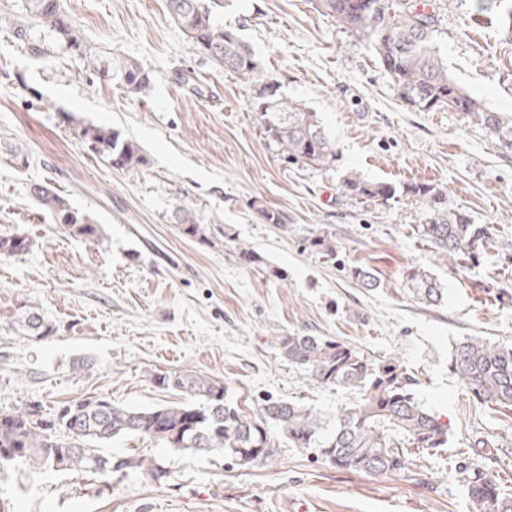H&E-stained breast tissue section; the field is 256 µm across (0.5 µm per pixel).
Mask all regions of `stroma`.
I'll list each match as a JSON object with an SVG mask.
<instances>
[{
    "mask_svg": "<svg viewBox=\"0 0 512 512\" xmlns=\"http://www.w3.org/2000/svg\"><path fill=\"white\" fill-rule=\"evenodd\" d=\"M61 2L90 42L136 60L152 83L134 98L83 59L38 53L46 31L18 37L22 0H0V234L33 241L0 261V410L38 403L51 414L98 395L135 408L178 403L180 393L150 381L177 372L223 381L248 412L290 399L335 421L357 395L281 357L277 338L295 332L402 361L448 444L387 477L336 469L285 442L274 464L242 468L149 438L120 440L110 453L140 454L166 467V478L18 463L0 467V512H473L460 474L468 464L492 471L512 496V415L473 400L448 369L464 338L512 343V142L464 113L408 107L371 50L313 0H202L251 45L284 96L318 114L336 146L330 168L287 163L256 120L254 87L197 53L165 0ZM428 2L449 75L512 119V35L500 10L487 0ZM72 116L135 140L146 165L132 173L94 158ZM351 174L445 189L449 209L487 227L493 243L468 268L453 267L417 234L424 205L353 199L341 189ZM36 183L100 224V240L55 224L30 195ZM256 200L279 210L288 231L264 223ZM181 205L197 223L223 226V236H183L173 220ZM324 232L334 256L309 245ZM243 243L262 264L240 263ZM355 267L377 286L354 278ZM411 268L431 272L444 301L412 297L403 278ZM29 310L56 334L25 336Z\"/></svg>",
    "mask_w": 512,
    "mask_h": 512,
    "instance_id": "stroma-1",
    "label": "stroma"
}]
</instances>
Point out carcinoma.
Returning a JSON list of instances; mask_svg holds the SVG:
<instances>
[{
    "instance_id": "cac0c4a2",
    "label": "carcinoma",
    "mask_w": 512,
    "mask_h": 512,
    "mask_svg": "<svg viewBox=\"0 0 512 512\" xmlns=\"http://www.w3.org/2000/svg\"><path fill=\"white\" fill-rule=\"evenodd\" d=\"M318 11L349 30L372 50L378 63L398 86L407 106L429 112L448 108L463 112L479 125L504 137L512 136L509 119L484 109L449 75L435 41V29L416 33L417 23H435V15L419 0H315ZM171 20L194 48L224 67L236 79L256 88L255 112L264 134L276 143L285 159L327 168L336 150L316 113L279 93L264 74L251 47L236 32L217 23L200 0H165ZM29 23L42 28L61 50L87 59L94 70L118 79L129 95L146 94L151 77L131 59L102 57L80 26L62 9L60 0H23ZM76 137L94 157L116 169L137 171L146 164L139 144L112 128L78 125ZM343 191L354 198L388 201L396 188L369 182L355 175L343 179ZM31 194L70 234L95 240L100 227L72 208L51 186L36 184ZM403 194L427 209L418 233L434 245L449 263L476 257L492 237L471 224L462 212L448 209V193L429 184L413 182ZM264 219L286 231L283 215L254 201ZM176 221L190 238L209 240L211 228L195 222L186 209ZM24 235L0 234V258L30 251ZM405 287L421 302L433 305L444 297L437 279L424 269L406 272ZM32 336H50L55 327L39 314L26 318ZM277 344L285 359L313 380L356 391L359 399L336 416L333 428L313 409L285 400H268L253 413L227 400L224 383L202 375L151 373L162 389H178L186 402L150 408H125L106 396H92L58 407L47 416L38 404L0 412V465L20 462L54 471H90L110 478L129 469H144L153 478L164 473L144 460L101 453L98 446L130 436L151 438L178 453L222 454L240 467L271 463L280 440L295 448H313L339 470L369 475H400L414 466L418 451L444 448L448 429L423 407L413 391L415 377L399 360L372 362L356 348L331 336L286 334ZM449 369L480 403L512 413V346L466 337L455 343ZM463 479L477 512H512V497L500 492L495 475L483 467L462 468Z\"/></svg>"
}]
</instances>
